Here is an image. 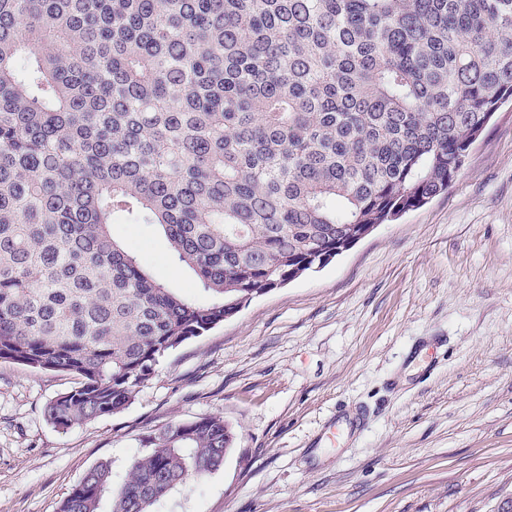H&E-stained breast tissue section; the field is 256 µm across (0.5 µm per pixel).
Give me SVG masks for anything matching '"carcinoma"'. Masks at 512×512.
I'll use <instances>...</instances> for the list:
<instances>
[{
  "instance_id": "cac0c4a2",
  "label": "carcinoma",
  "mask_w": 512,
  "mask_h": 512,
  "mask_svg": "<svg viewBox=\"0 0 512 512\" xmlns=\"http://www.w3.org/2000/svg\"><path fill=\"white\" fill-rule=\"evenodd\" d=\"M512 100V0H0V360L65 372L61 431L159 359L448 189ZM150 224L197 293L112 235ZM59 512H153L224 466L175 421Z\"/></svg>"
}]
</instances>
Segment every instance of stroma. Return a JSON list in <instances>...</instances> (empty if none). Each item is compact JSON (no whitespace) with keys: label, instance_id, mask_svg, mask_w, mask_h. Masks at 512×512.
<instances>
[{"label":"stroma","instance_id":"1","mask_svg":"<svg viewBox=\"0 0 512 512\" xmlns=\"http://www.w3.org/2000/svg\"><path fill=\"white\" fill-rule=\"evenodd\" d=\"M112 233L194 292L147 224ZM77 377L0 360V512H59L103 459L217 415L223 467L154 512H501L512 501V104L448 190L167 353L122 412L62 432Z\"/></svg>","mask_w":512,"mask_h":512}]
</instances>
